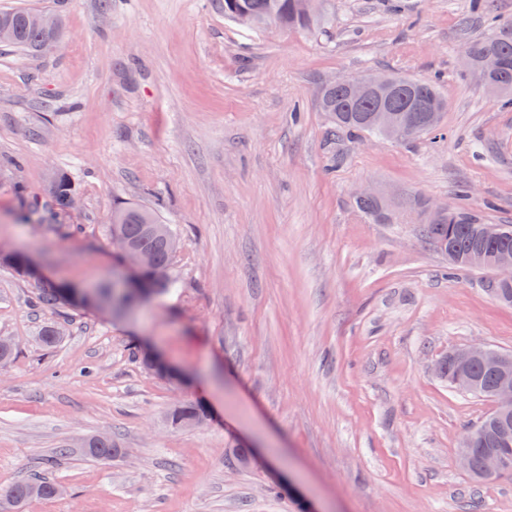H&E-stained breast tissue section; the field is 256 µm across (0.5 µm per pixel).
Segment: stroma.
I'll return each instance as SVG.
<instances>
[{
    "label": "stroma",
    "instance_id": "35a3bbf8",
    "mask_svg": "<svg viewBox=\"0 0 512 512\" xmlns=\"http://www.w3.org/2000/svg\"><path fill=\"white\" fill-rule=\"evenodd\" d=\"M17 9L63 34L47 54L0 45V248L36 266H0V336L19 342L0 373V492L34 474L64 491L15 512H512V469L485 481L457 462L494 402L433 369L472 343L512 353V306L491 272L449 269L415 205L512 224V107L459 55L512 22V0H324L329 39L243 27L223 0H0ZM390 70L438 80L437 135H332L322 87ZM61 174L65 210L47 192ZM361 190L391 223L357 208ZM131 205L180 238L177 288L71 309L41 346L36 289L123 273L112 215ZM143 344L186 382L144 372ZM196 402L208 421L167 425ZM102 432L120 453L83 455Z\"/></svg>",
    "mask_w": 512,
    "mask_h": 512
}]
</instances>
